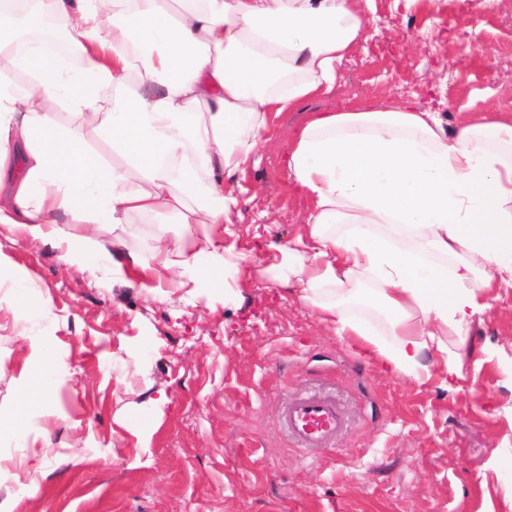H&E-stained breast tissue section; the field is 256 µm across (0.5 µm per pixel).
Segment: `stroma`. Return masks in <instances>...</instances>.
Returning a JSON list of instances; mask_svg holds the SVG:
<instances>
[{
  "label": "stroma",
  "mask_w": 512,
  "mask_h": 512,
  "mask_svg": "<svg viewBox=\"0 0 512 512\" xmlns=\"http://www.w3.org/2000/svg\"><path fill=\"white\" fill-rule=\"evenodd\" d=\"M363 38L336 84L259 138L233 216L245 256L231 293H150L69 268L50 242L0 227V411H11L41 347L62 364L15 432L0 433V512H512V288L467 338L449 336L461 376L382 371L297 290L262 278L307 201L288 151L310 116L411 101L447 129L512 113V0H370ZM128 248L192 232L176 213L129 217ZM50 313L20 307L18 285ZM336 392L351 424L330 448L297 447L277 409Z\"/></svg>",
  "instance_id": "stroma-1"
}]
</instances>
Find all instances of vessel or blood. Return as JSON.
<instances>
[{
	"label": "vessel or blood",
	"instance_id": "obj_1",
	"mask_svg": "<svg viewBox=\"0 0 512 512\" xmlns=\"http://www.w3.org/2000/svg\"><path fill=\"white\" fill-rule=\"evenodd\" d=\"M278 418L289 436L303 448L332 446L349 425L340 400L329 393L313 392L280 406Z\"/></svg>",
	"mask_w": 512,
	"mask_h": 512
}]
</instances>
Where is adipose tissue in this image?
Wrapping results in <instances>:
<instances>
[{
	"mask_svg": "<svg viewBox=\"0 0 512 512\" xmlns=\"http://www.w3.org/2000/svg\"><path fill=\"white\" fill-rule=\"evenodd\" d=\"M15 2L0 0V227L51 241L77 271L135 276L149 291L167 271L180 288L198 274L235 279L244 256L214 228L238 207L261 133L335 83L367 24L354 0H34L21 13ZM47 14L63 21L68 53L35 35ZM90 131L120 163L88 144ZM288 170L309 206L274 270L386 372L424 382L438 360L451 386L460 371L447 338L467 335L483 311L477 288H512V114L450 131L439 113L408 105L318 112ZM178 210L196 232L159 239L130 266L99 267V227L119 251L130 215ZM363 278L372 289L357 288ZM359 307L384 313L387 336ZM59 365L43 352L1 432L41 402Z\"/></svg>",
	"mask_w": 512,
	"mask_h": 512,
	"instance_id": "ef3b65f1",
	"label": "adipose tissue"
}]
</instances>
